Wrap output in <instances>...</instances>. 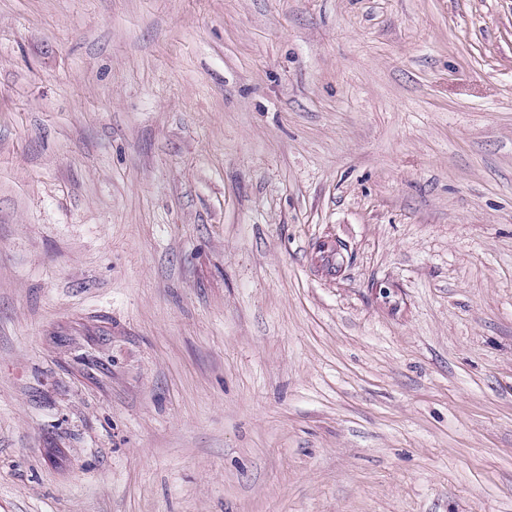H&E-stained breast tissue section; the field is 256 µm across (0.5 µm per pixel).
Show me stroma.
Instances as JSON below:
<instances>
[{"instance_id": "35a3bbf8", "label": "stroma", "mask_w": 512, "mask_h": 512, "mask_svg": "<svg viewBox=\"0 0 512 512\" xmlns=\"http://www.w3.org/2000/svg\"><path fill=\"white\" fill-rule=\"evenodd\" d=\"M0 512H512V0H0Z\"/></svg>"}]
</instances>
